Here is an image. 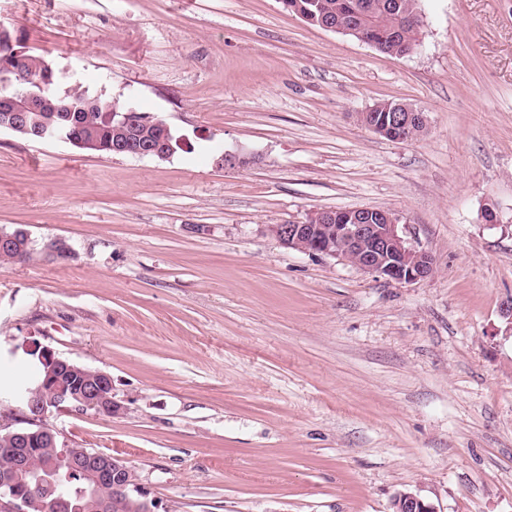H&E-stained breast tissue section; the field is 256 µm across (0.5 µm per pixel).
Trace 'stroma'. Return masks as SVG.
Returning <instances> with one entry per match:
<instances>
[{
  "label": "stroma",
  "instance_id": "obj_1",
  "mask_svg": "<svg viewBox=\"0 0 512 512\" xmlns=\"http://www.w3.org/2000/svg\"><path fill=\"white\" fill-rule=\"evenodd\" d=\"M420 8L391 57L280 0H0L58 90L183 139L161 160L0 131V230L72 249L0 263V386L43 349L110 374L124 414L47 422L125 460L158 512H390L403 489L512 512V0ZM382 100L425 133L367 128ZM358 208L396 213L432 276L269 231ZM397 104L401 103L389 100L375 103L367 111L368 113H362V116L367 113V115L362 119L363 124L369 128L368 124L378 120L381 117L382 112H385L382 124L377 126L374 125L369 129L376 134L393 141L411 139L416 127H426L425 113L404 105H402L400 109H397L396 112H393V106Z\"/></svg>",
  "mask_w": 512,
  "mask_h": 512
}]
</instances>
